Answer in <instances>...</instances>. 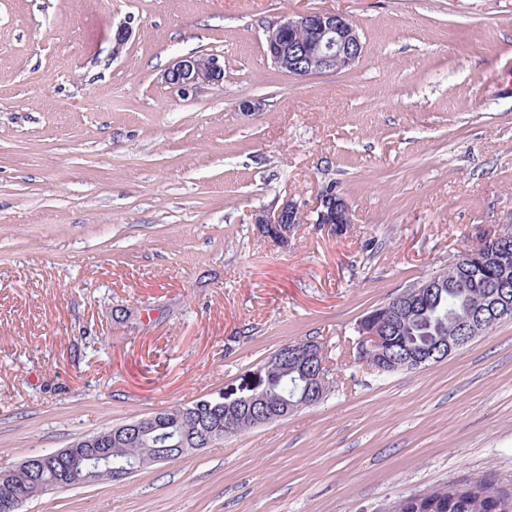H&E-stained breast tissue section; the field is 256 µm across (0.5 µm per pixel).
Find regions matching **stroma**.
Returning a JSON list of instances; mask_svg holds the SVG:
<instances>
[{"label": "stroma", "mask_w": 512, "mask_h": 512, "mask_svg": "<svg viewBox=\"0 0 512 512\" xmlns=\"http://www.w3.org/2000/svg\"><path fill=\"white\" fill-rule=\"evenodd\" d=\"M306 11L351 18L355 66L267 60V26ZM207 54L222 84L164 83ZM511 70L512 0H0V465L218 396L293 341L334 380L286 421L22 512H386L489 473L512 491V320L420 369L354 359L370 311L512 225ZM330 185L343 235L259 232ZM165 84L180 96H188L203 85H218L224 81V60L220 56L190 55L178 58L164 73Z\"/></svg>", "instance_id": "35a3bbf8"}]
</instances>
